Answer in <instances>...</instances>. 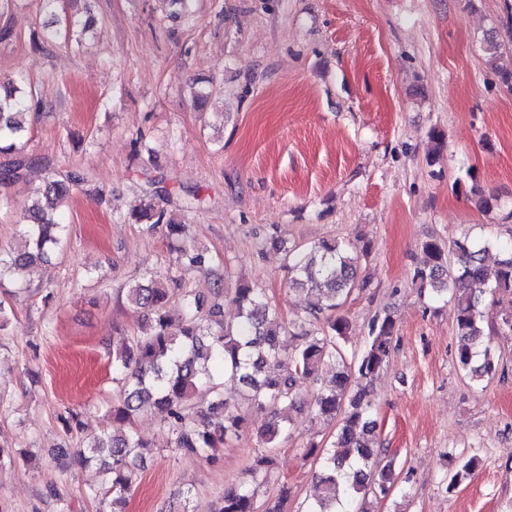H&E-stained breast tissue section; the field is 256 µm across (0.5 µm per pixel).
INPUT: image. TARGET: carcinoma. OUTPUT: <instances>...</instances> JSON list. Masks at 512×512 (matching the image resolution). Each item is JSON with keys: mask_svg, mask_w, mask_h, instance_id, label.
Instances as JSON below:
<instances>
[{"mask_svg": "<svg viewBox=\"0 0 512 512\" xmlns=\"http://www.w3.org/2000/svg\"><path fill=\"white\" fill-rule=\"evenodd\" d=\"M31 96V92L19 94L16 88L0 92V155L6 156L0 167L3 182L24 180L29 167L23 154V111L30 109ZM82 181L76 172L47 178L30 210L29 223L22 225L31 249L18 254L0 252V278L8 275L19 280L29 266L51 261L67 231V225L55 217L57 207L70 187ZM139 218L146 220L149 230L161 226L168 237L183 239L184 226L150 204L139 212ZM486 249L467 236L446 247L437 240L426 241L412 277L420 294L452 303L454 327L463 339L456 360L472 381L492 376L498 366L484 342L487 314L482 253ZM368 251L366 243L359 247L335 238L288 250L289 287L306 292L303 314L291 321L270 303L264 289L247 283L229 295L238 309L235 324L219 320L221 304L204 313L199 298L186 292L181 295L184 316L175 326L167 313L174 291L154 276L128 288V304L150 322V330L113 349L112 373L123 386L112 405V431L103 432L73 455L75 463L84 467L95 463L105 473L99 486L86 491L97 501V512H116L134 489L137 462L147 444L130 425L142 406L151 404L166 413L174 450L205 453L239 436L244 424L238 405L224 397L220 378L238 381L253 407L278 408L284 413L297 405L299 386L318 379L325 366L334 375L331 384L319 388L311 413L316 419L336 423V440L320 452L314 443L306 451L317 457L323 475L319 494L304 512H369L368 497L386 496L394 484V467L391 460L381 464L368 386L393 351V316H375L360 354L349 357L345 351L351 323L343 307L354 291L370 286L358 276L359 255ZM500 255L491 291L511 297L512 240L500 244ZM178 259L195 267L204 265L206 255L184 242ZM201 384L208 386L214 401L207 409L193 412L189 403ZM287 432L283 417L275 414L268 420L258 435L264 451L251 465V475L273 473V457ZM276 485L273 505L259 500L256 489L248 484L227 487L216 512H282L290 487L282 480Z\"/></svg>", "mask_w": 512, "mask_h": 512, "instance_id": "cac0c4a2", "label": "carcinoma"}]
</instances>
